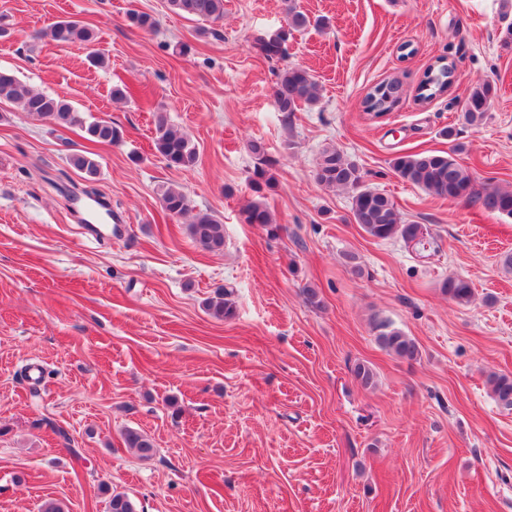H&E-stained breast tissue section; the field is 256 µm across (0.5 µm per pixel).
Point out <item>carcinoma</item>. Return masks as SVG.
<instances>
[{
    "instance_id": "1",
    "label": "carcinoma",
    "mask_w": 512,
    "mask_h": 512,
    "mask_svg": "<svg viewBox=\"0 0 512 512\" xmlns=\"http://www.w3.org/2000/svg\"><path fill=\"white\" fill-rule=\"evenodd\" d=\"M168 8L177 14H184L206 22L224 18V0H167ZM309 19L298 11L293 3L286 9V26L269 34L258 53L268 60L282 59L292 32L307 27ZM41 35L57 43H89L94 33L76 20H61ZM452 67L444 58L436 60L419 83L418 98L428 101L445 92L451 83ZM402 85L391 79L375 85L364 97V110L375 115L392 111L401 98ZM495 89L489 83L472 86L463 101L465 120L472 126L480 125L492 101ZM274 104L280 112H295L301 107L316 104L320 99V87L314 77L305 69L286 67L278 74L273 88ZM6 100L19 106L23 111L51 120L59 127L83 124V118L63 98L52 96L34 89L21 81L10 71L0 69V101ZM90 141L95 143L119 144L123 141V130L106 120H97L86 125ZM156 151L170 168L189 169L199 160V151L190 136L183 130L169 124L166 113L155 114ZM255 156L251 184L257 198L242 210L247 224H259L276 236L279 225L274 221L266 203L264 191L275 187L276 178L272 173L274 163L267 158L262 143H250ZM392 169L402 181L409 183L427 194L440 198H466L475 200L487 212L512 218V191L486 185L477 190L469 169L462 166L451 152L424 151L402 154L391 163ZM315 178L328 188H342L351 192V210L354 222L375 239L386 240L400 237L406 242L415 238L417 224L403 221L394 202L384 193L363 184L358 168L348 162L334 147L323 149L318 158ZM161 207L172 217L192 215L189 232L195 243L207 251L224 247V224L207 211H194L189 196L178 187L166 186L160 191ZM442 291L459 305L472 301L474 288L469 280L450 276L442 283ZM232 291L224 288L216 291L204 302L205 310L216 319H230L234 316V305L230 299ZM372 330L378 345L388 353L412 361L419 356V347L414 339L395 329L384 319L372 321ZM494 400L506 409H512V375L492 373L487 378ZM126 447L134 449L142 458L152 456V440L144 433L127 429L123 433ZM109 512H137L135 502L124 493H114L109 500Z\"/></svg>"
}]
</instances>
